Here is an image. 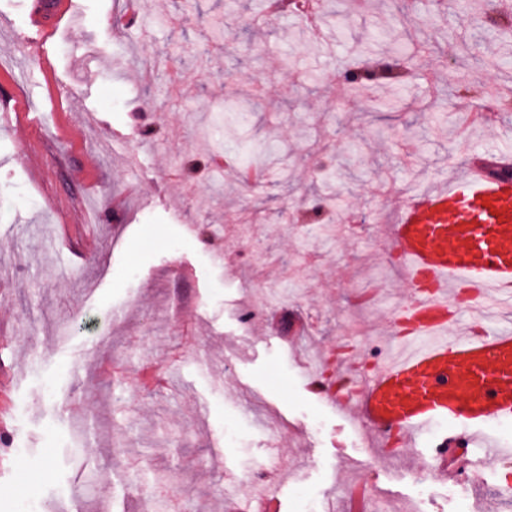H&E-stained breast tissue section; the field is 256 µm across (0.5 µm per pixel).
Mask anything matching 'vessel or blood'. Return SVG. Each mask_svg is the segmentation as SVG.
Instances as JSON below:
<instances>
[{
	"label": "vessel or blood",
	"instance_id": "obj_1",
	"mask_svg": "<svg viewBox=\"0 0 512 512\" xmlns=\"http://www.w3.org/2000/svg\"><path fill=\"white\" fill-rule=\"evenodd\" d=\"M32 15L44 42L75 19L70 0H34ZM389 235L417 290L400 313L431 341L380 366L361 415L384 440L397 433L412 440L441 421L466 427L436 448L430 468L439 478L456 475L460 459L478 445L511 456L491 432L512 418V332L452 336L448 328L461 286L481 309L512 308V180L470 167L447 185L415 194Z\"/></svg>",
	"mask_w": 512,
	"mask_h": 512
}]
</instances>
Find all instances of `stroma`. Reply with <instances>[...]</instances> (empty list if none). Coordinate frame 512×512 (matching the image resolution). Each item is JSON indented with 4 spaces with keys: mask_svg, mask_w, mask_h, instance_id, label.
<instances>
[{
    "mask_svg": "<svg viewBox=\"0 0 512 512\" xmlns=\"http://www.w3.org/2000/svg\"><path fill=\"white\" fill-rule=\"evenodd\" d=\"M31 0H0V512H279L378 487V512H425L417 481L447 431L380 456L321 387L338 348L386 354L413 297L388 235L429 179L512 151V41L414 0L306 17L262 0H73L40 43ZM437 52L420 50V41ZM96 66L84 68L87 53ZM501 57L489 69L480 58ZM391 56L400 82L361 95L339 72ZM162 60L166 75L146 72ZM262 167L257 187L221 160ZM250 319H243L244 311ZM122 367L120 401L101 363ZM167 385L145 389L143 366ZM264 478L241 483L245 472ZM487 471L460 508L512 512Z\"/></svg>",
    "mask_w": 512,
    "mask_h": 512,
    "instance_id": "stroma-1",
    "label": "stroma"
}]
</instances>
